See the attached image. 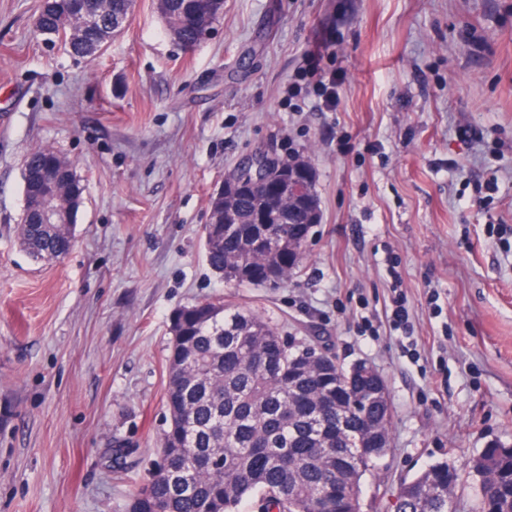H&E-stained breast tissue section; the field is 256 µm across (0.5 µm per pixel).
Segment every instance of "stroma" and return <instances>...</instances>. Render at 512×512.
I'll return each instance as SVG.
<instances>
[{"instance_id": "35a3bbf8", "label": "stroma", "mask_w": 512, "mask_h": 512, "mask_svg": "<svg viewBox=\"0 0 512 512\" xmlns=\"http://www.w3.org/2000/svg\"><path fill=\"white\" fill-rule=\"evenodd\" d=\"M156 2L77 58L36 34L42 0H0V512H124L167 427L169 318L204 301L383 378L391 444L362 512L512 443V0H224L190 50ZM308 52L345 73L335 111ZM44 145L84 185L53 263L17 232ZM270 148L310 158L322 220L295 277L235 285L200 231L228 172Z\"/></svg>"}]
</instances>
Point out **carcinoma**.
<instances>
[{
    "mask_svg": "<svg viewBox=\"0 0 512 512\" xmlns=\"http://www.w3.org/2000/svg\"><path fill=\"white\" fill-rule=\"evenodd\" d=\"M135 0H43L36 32L60 39L75 57L101 51L130 24ZM224 0H160L168 34L189 50L223 14ZM59 157L36 147L26 157L23 193L36 194L25 175L52 171L64 178ZM240 165L225 181L235 188L234 224H216L224 200H211L202 229L206 259L224 275L242 260L255 269L239 283L277 286L296 275L300 246L284 230L263 224L269 200L248 185ZM320 212L316 193L287 203ZM23 250L36 261L65 258L73 225L39 224L29 212L19 225ZM165 403L168 427L148 483L126 512H346L347 485H360L388 448L391 416L371 399L373 380L353 379L326 352L309 361L307 340L285 341L260 315L223 301L199 302L170 317ZM482 496L477 512H512V444L496 441L472 461ZM460 470L442 461L404 483L398 512H448Z\"/></svg>",
    "mask_w": 512,
    "mask_h": 512,
    "instance_id": "1",
    "label": "carcinoma"
}]
</instances>
